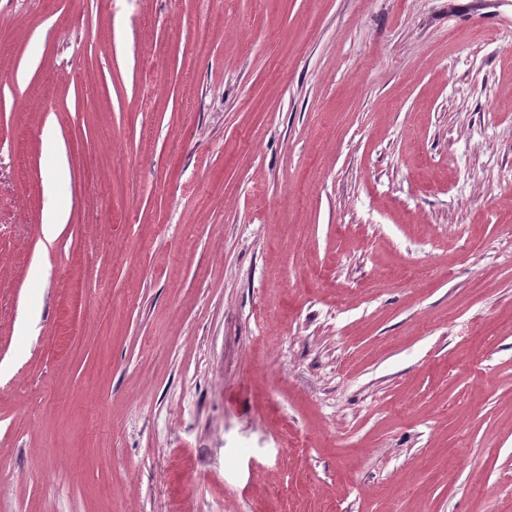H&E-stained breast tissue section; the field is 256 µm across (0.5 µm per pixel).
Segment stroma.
Segmentation results:
<instances>
[{"mask_svg": "<svg viewBox=\"0 0 512 512\" xmlns=\"http://www.w3.org/2000/svg\"><path fill=\"white\" fill-rule=\"evenodd\" d=\"M510 191L512 0H0V512H512Z\"/></svg>", "mask_w": 512, "mask_h": 512, "instance_id": "35a3bbf8", "label": "stroma"}]
</instances>
